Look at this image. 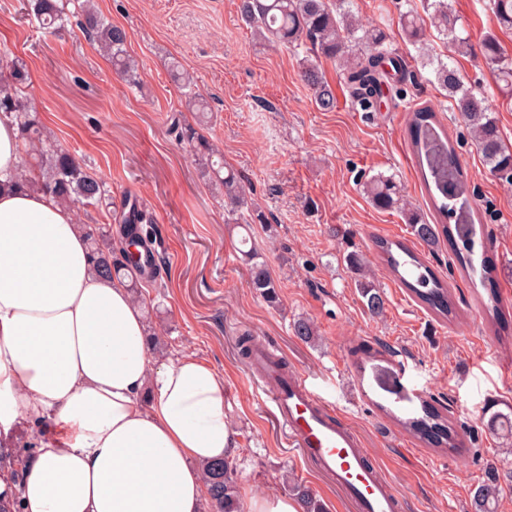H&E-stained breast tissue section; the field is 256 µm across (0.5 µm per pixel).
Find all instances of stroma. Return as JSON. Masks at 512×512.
<instances>
[{
    "label": "stroma",
    "mask_w": 512,
    "mask_h": 512,
    "mask_svg": "<svg viewBox=\"0 0 512 512\" xmlns=\"http://www.w3.org/2000/svg\"><path fill=\"white\" fill-rule=\"evenodd\" d=\"M67 2V27L50 36L29 0H0V58L24 61L27 99L42 125L109 186V207L77 210L78 222L106 223L131 198L153 218L163 262L158 281L141 290L148 327L161 360L192 354L223 373L243 501L286 496L301 482L327 512H361L287 439L241 353L239 338L247 332L265 340L355 431L400 498V512H471L475 490L492 470L512 468V439L491 425L495 414L512 416V185L490 175L425 58L449 60L483 92L512 142V103L480 51L492 33L512 55V30L498 28L487 0H451L469 35L467 48L449 50L431 26L416 45L402 32L408 0H352L363 25L383 28L405 58L404 76L364 108L339 64L322 60L336 92L335 109L323 111L300 77L295 49L259 44L240 17V0H92L127 33L139 63L133 84L83 32L76 0ZM174 60L193 87L172 79ZM192 90L212 109L205 136L266 218L248 232L279 286V305L251 288V264L240 252L239 230L224 221V199L176 136L175 124L191 121ZM421 105L436 111L469 181L483 242L476 255L492 267L504 327L477 306L482 285L466 276L448 241L424 247L400 212L376 208L364 191V178L394 176L408 206L433 219L406 133ZM380 237L404 242L448 281L452 315L438 317L414 301L378 259L373 242ZM354 253L373 266L372 283L385 299L381 315L364 303L348 264ZM301 318L313 322L315 340L294 335ZM424 402L447 416L462 447L421 443L397 425V417L419 413ZM389 407L394 416L386 415Z\"/></svg>",
    "instance_id": "obj_1"
}]
</instances>
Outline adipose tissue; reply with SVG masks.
Instances as JSON below:
<instances>
[{"label":"adipose tissue","instance_id":"1","mask_svg":"<svg viewBox=\"0 0 512 512\" xmlns=\"http://www.w3.org/2000/svg\"><path fill=\"white\" fill-rule=\"evenodd\" d=\"M27 146L0 121V429L50 421L24 512H203L202 466L234 459L224 376L151 352L125 279L95 275L73 207L14 180Z\"/></svg>","mask_w":512,"mask_h":512}]
</instances>
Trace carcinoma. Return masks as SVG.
<instances>
[{
    "label": "carcinoma",
    "instance_id": "1",
    "mask_svg": "<svg viewBox=\"0 0 512 512\" xmlns=\"http://www.w3.org/2000/svg\"><path fill=\"white\" fill-rule=\"evenodd\" d=\"M499 26L512 30V0H488ZM431 24L439 35L454 46L468 43V35L458 26L448 0H421ZM33 13L46 28L58 32L65 27L67 14L61 0H33ZM79 9L84 15L87 35L98 43L109 56L113 68L128 80L137 78L135 64L127 53L126 31L95 13L87 4ZM240 13L254 35L264 44L293 45L304 40L310 42L313 57L300 59L301 77L311 88L319 108L330 111L336 106V96L320 68L319 59L339 63L346 73L347 82L357 95L373 98L379 95L382 82L389 71L402 68L401 57L386 46V34L378 28H362L350 10V0H240ZM421 18L416 9L403 16V26L411 41L422 36ZM482 55L493 72L502 93L512 99V57L501 52L496 36H485ZM435 65V79L448 92L453 108L473 129L475 141L489 172L496 179L512 184V144L503 138L493 110L487 98L463 82L457 70L439 59L429 61ZM5 79L8 85H0V118L17 121L20 137L32 148L35 164L25 163L16 183L32 191L49 193L66 205H99L108 199L104 179L88 173L82 163L68 150L52 145L50 133L40 124L36 112L22 95L28 80L26 65L19 58L5 61ZM187 110L196 118V125L209 122L206 101L195 94L188 96ZM440 123L434 109L428 105L417 107L408 125V138L418 157L425 160L431 182L442 197L441 204L434 205L437 213L455 216V224H431L415 210L402 206V190L393 176L378 174L366 183L372 203L379 209H398L404 213L411 234L420 244L434 247L445 234L461 242L462 247L474 248L475 211L463 189V175L455 157L453 146L438 131ZM181 140L193 146L203 173L208 176L224 195L229 205L226 223H239L238 212L248 206L245 189L234 171L224 169V157L206 141L195 125H186L179 135ZM36 169L38 177L30 179L27 171ZM151 220L129 201L118 224H86L85 234L89 246V262L93 270L104 277H125L131 289L142 282H154L159 277L160 266L148 255L139 258L132 248L144 237L152 236L147 224ZM374 247L379 259L422 305L439 316L453 312L452 293L442 280L418 256L400 241L377 238ZM252 288L267 303H280L278 285L268 275L265 264L256 262L251 272ZM367 309L374 315L384 310V299L379 289L370 282L360 283ZM481 308L492 318L500 316L501 306L495 289H489L488 299L477 297ZM422 415L404 420L399 424L421 441L436 446L456 448L462 444L458 435L428 404L421 405ZM207 483V512H245L240 499L236 468L226 460L203 466ZM512 484V471L492 478L478 487L474 493L473 512H493L492 505L498 499L502 484ZM293 495L301 504L302 512H325L321 501L306 485L291 486Z\"/></svg>",
    "mask_w": 512,
    "mask_h": 512
}]
</instances>
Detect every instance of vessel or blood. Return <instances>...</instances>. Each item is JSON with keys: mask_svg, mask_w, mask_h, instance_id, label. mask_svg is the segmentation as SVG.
<instances>
[{"mask_svg": "<svg viewBox=\"0 0 512 512\" xmlns=\"http://www.w3.org/2000/svg\"><path fill=\"white\" fill-rule=\"evenodd\" d=\"M253 374L271 385V402L291 440L362 512H397L396 494L369 465L357 436L331 414L297 373L281 370L265 342L250 361Z\"/></svg>", "mask_w": 512, "mask_h": 512, "instance_id": "obj_1", "label": "vessel or blood"}]
</instances>
